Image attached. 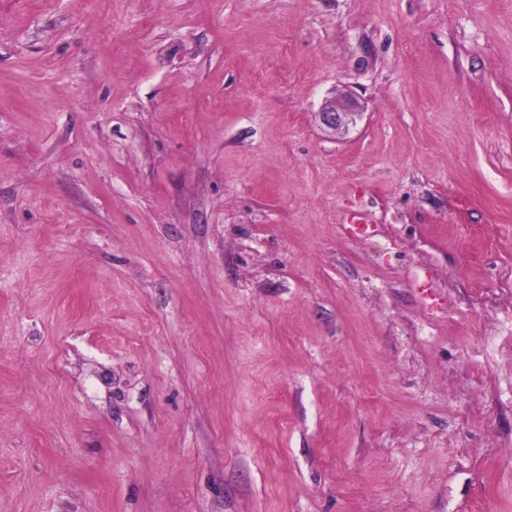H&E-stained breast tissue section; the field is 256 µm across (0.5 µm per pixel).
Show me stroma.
<instances>
[{
    "label": "stroma",
    "instance_id": "stroma-1",
    "mask_svg": "<svg viewBox=\"0 0 512 512\" xmlns=\"http://www.w3.org/2000/svg\"><path fill=\"white\" fill-rule=\"evenodd\" d=\"M0 512H512V0H0Z\"/></svg>",
    "mask_w": 512,
    "mask_h": 512
}]
</instances>
